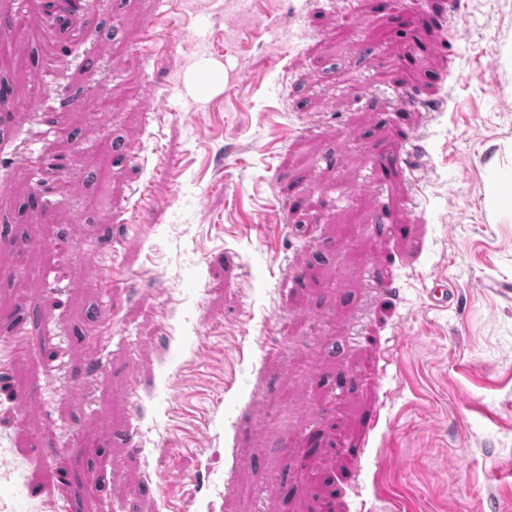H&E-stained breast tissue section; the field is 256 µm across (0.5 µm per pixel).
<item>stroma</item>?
I'll return each instance as SVG.
<instances>
[{"mask_svg": "<svg viewBox=\"0 0 512 512\" xmlns=\"http://www.w3.org/2000/svg\"><path fill=\"white\" fill-rule=\"evenodd\" d=\"M17 3L0 512H512V0Z\"/></svg>", "mask_w": 512, "mask_h": 512, "instance_id": "35a3bbf8", "label": "stroma"}]
</instances>
